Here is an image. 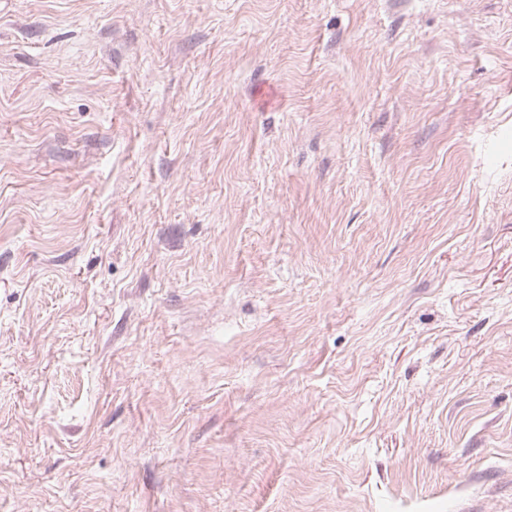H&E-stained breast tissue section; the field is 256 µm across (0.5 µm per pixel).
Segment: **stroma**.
<instances>
[{
	"instance_id": "stroma-1",
	"label": "stroma",
	"mask_w": 512,
	"mask_h": 512,
	"mask_svg": "<svg viewBox=\"0 0 512 512\" xmlns=\"http://www.w3.org/2000/svg\"><path fill=\"white\" fill-rule=\"evenodd\" d=\"M0 512H512V0H0Z\"/></svg>"
}]
</instances>
